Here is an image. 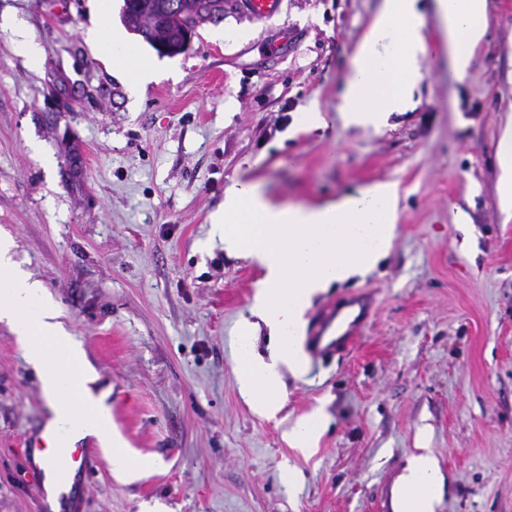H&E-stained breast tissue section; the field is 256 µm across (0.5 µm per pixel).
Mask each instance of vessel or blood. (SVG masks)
I'll return each instance as SVG.
<instances>
[{"mask_svg":"<svg viewBox=\"0 0 512 512\" xmlns=\"http://www.w3.org/2000/svg\"><path fill=\"white\" fill-rule=\"evenodd\" d=\"M349 305L357 310L353 317L342 316L339 310L330 307L312 318L305 337V347L311 356L327 359L349 350L367 317L369 302L356 296L350 299ZM24 444L26 471L36 485L49 480L63 489L73 476L88 473L93 467V449L72 441L63 426L40 429L27 437Z\"/></svg>","mask_w":512,"mask_h":512,"instance_id":"vessel-or-blood-1","label":"vessel or blood"}]
</instances>
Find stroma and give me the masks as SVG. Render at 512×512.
<instances>
[{"mask_svg": "<svg viewBox=\"0 0 512 512\" xmlns=\"http://www.w3.org/2000/svg\"><path fill=\"white\" fill-rule=\"evenodd\" d=\"M93 5L0 0L43 48L31 66L0 29V237L81 343L131 452L162 463L121 476L98 450L67 512L154 501L164 512H392L420 448L445 477L437 512H512V214L497 159L512 116V0H487L465 77L437 50L414 109L379 132L344 126L337 104L380 0L229 9L174 56L128 33L162 70L136 104L87 36ZM235 27L252 38L226 37ZM312 110L326 129L301 125ZM238 178L280 204L383 182L401 198L387 255L305 311L368 295L362 334L343 356L284 372L272 418L254 413L235 374V330L263 271L207 242ZM315 413L324 429L294 447L289 429ZM46 420L38 378L0 321V512H42L23 440Z\"/></svg>", "mask_w": 512, "mask_h": 512, "instance_id": "obj_1", "label": "stroma"}]
</instances>
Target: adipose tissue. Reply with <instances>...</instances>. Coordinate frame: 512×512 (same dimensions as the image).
I'll use <instances>...</instances> for the list:
<instances>
[{"instance_id":"1","label":"adipose tissue","mask_w":512,"mask_h":512,"mask_svg":"<svg viewBox=\"0 0 512 512\" xmlns=\"http://www.w3.org/2000/svg\"><path fill=\"white\" fill-rule=\"evenodd\" d=\"M441 45L458 75L473 63V49L486 36V0H433ZM418 0H381L380 8L352 55L339 95L346 125L381 130L390 113L413 107L424 78L421 63L431 52ZM103 59L141 97L159 69L141 58L117 28L94 35ZM399 199L394 188L374 183L320 206L279 205L261 184L232 181L214 215L211 234L230 254H246L264 270L251 306L277 341L269 359L255 355L250 326L237 338L236 377L255 413L267 416L283 398L281 368L298 369L296 339L312 297L372 267L394 240ZM13 243L0 239V321H7L36 371L49 424L67 423L73 439L96 438L114 470L129 475L142 466L112 427L106 392L94 389L95 370L82 347L66 333L40 281L15 268ZM443 476L431 449L410 458L393 495V512H436Z\"/></svg>"}]
</instances>
